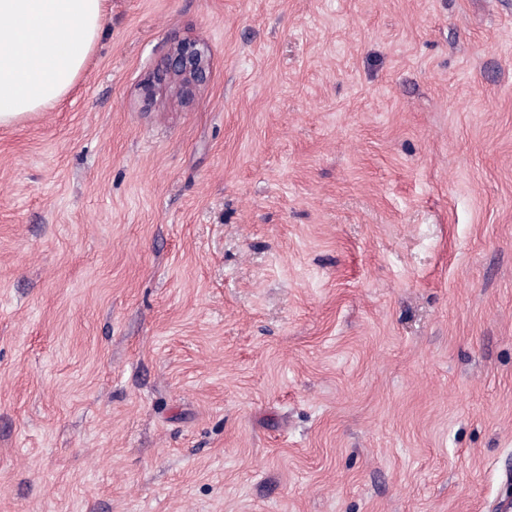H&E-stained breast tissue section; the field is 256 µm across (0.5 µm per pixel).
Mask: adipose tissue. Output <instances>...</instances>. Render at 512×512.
Listing matches in <instances>:
<instances>
[{
	"label": "adipose tissue",
	"mask_w": 512,
	"mask_h": 512,
	"mask_svg": "<svg viewBox=\"0 0 512 512\" xmlns=\"http://www.w3.org/2000/svg\"><path fill=\"white\" fill-rule=\"evenodd\" d=\"M107 0H0V125L62 100L100 35Z\"/></svg>",
	"instance_id": "obj_1"
}]
</instances>
